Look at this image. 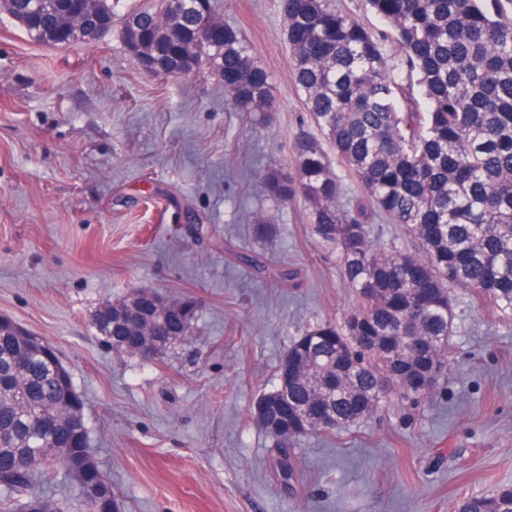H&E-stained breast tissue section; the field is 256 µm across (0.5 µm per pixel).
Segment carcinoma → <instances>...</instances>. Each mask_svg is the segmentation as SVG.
Here are the masks:
<instances>
[{"label":"carcinoma","instance_id":"carcinoma-1","mask_svg":"<svg viewBox=\"0 0 512 512\" xmlns=\"http://www.w3.org/2000/svg\"><path fill=\"white\" fill-rule=\"evenodd\" d=\"M120 0H15L28 38L50 47L80 42L72 21L82 9L112 26ZM393 31L406 79L384 52V37L333 0H281L293 77L322 138L296 137L293 171L260 175L268 200L301 199L312 233L336 249L339 276L356 298L339 320L294 338L276 367V386L251 417L276 441L278 467L290 480L295 441L332 433L374 415L390 395L428 397L448 366L456 333L454 288L474 292L512 319V21L502 0H367ZM220 0H181L164 11L156 0L124 14L127 51L188 55L186 36L216 23L209 65L224 79L234 112L257 126L277 108L271 74L241 32L220 19ZM362 187L340 203L341 179L330 155ZM383 219L403 236L373 234ZM260 278L293 281L299 270L247 258ZM94 324L121 354L132 340L163 354L183 337L163 303L136 291L109 300ZM288 401L289 415L279 401ZM85 404L72 409L41 350L11 324L0 325V512H62L46 475L58 468L76 485L88 512H101L100 487L112 491L90 445L76 447ZM456 512H512V488L460 500Z\"/></svg>","mask_w":512,"mask_h":512}]
</instances>
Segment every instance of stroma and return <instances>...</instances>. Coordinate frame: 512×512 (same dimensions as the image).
<instances>
[{
	"instance_id": "stroma-1",
	"label": "stroma",
	"mask_w": 512,
	"mask_h": 512,
	"mask_svg": "<svg viewBox=\"0 0 512 512\" xmlns=\"http://www.w3.org/2000/svg\"><path fill=\"white\" fill-rule=\"evenodd\" d=\"M222 17L273 76L258 128L204 69L144 71L120 25L98 42L31 41L0 13V316L50 342L86 402L90 445L121 512H454L512 486V323L460 289L448 370L431 398H391L332 435L295 443L292 481L250 408L290 341L354 295L301 201L259 175L319 136L291 73L280 0H223ZM275 225L253 237L256 215ZM299 269L255 279L236 252ZM135 288L199 303L189 336L152 363L95 333Z\"/></svg>"
}]
</instances>
